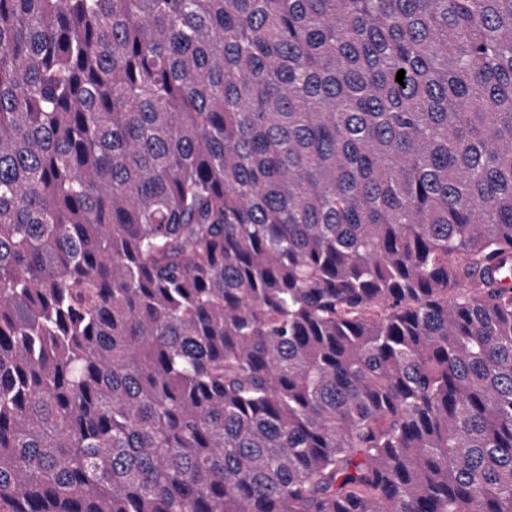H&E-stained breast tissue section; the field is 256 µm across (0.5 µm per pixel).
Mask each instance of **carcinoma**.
Here are the masks:
<instances>
[{"mask_svg": "<svg viewBox=\"0 0 512 512\" xmlns=\"http://www.w3.org/2000/svg\"><path fill=\"white\" fill-rule=\"evenodd\" d=\"M0 512H512V0H0Z\"/></svg>", "mask_w": 512, "mask_h": 512, "instance_id": "1", "label": "carcinoma"}]
</instances>
